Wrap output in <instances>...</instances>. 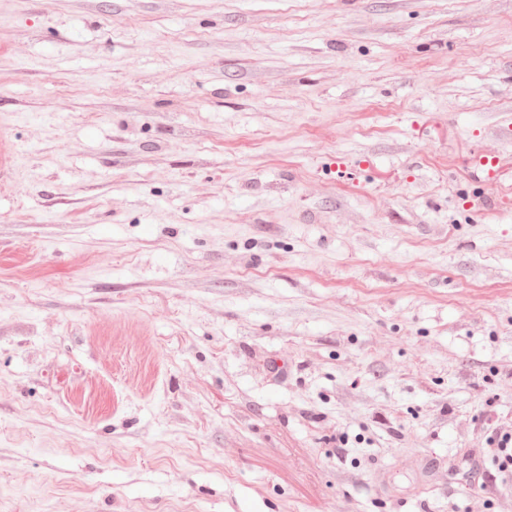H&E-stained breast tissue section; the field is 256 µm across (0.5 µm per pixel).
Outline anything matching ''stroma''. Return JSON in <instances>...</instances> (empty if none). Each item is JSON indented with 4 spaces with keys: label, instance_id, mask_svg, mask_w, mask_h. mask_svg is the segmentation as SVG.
I'll return each mask as SVG.
<instances>
[{
    "label": "stroma",
    "instance_id": "35a3bbf8",
    "mask_svg": "<svg viewBox=\"0 0 512 512\" xmlns=\"http://www.w3.org/2000/svg\"><path fill=\"white\" fill-rule=\"evenodd\" d=\"M1 153L0 512H512V0H0ZM484 452L497 465L501 487L511 491L512 484V433L496 429L485 438Z\"/></svg>",
    "mask_w": 512,
    "mask_h": 512
}]
</instances>
